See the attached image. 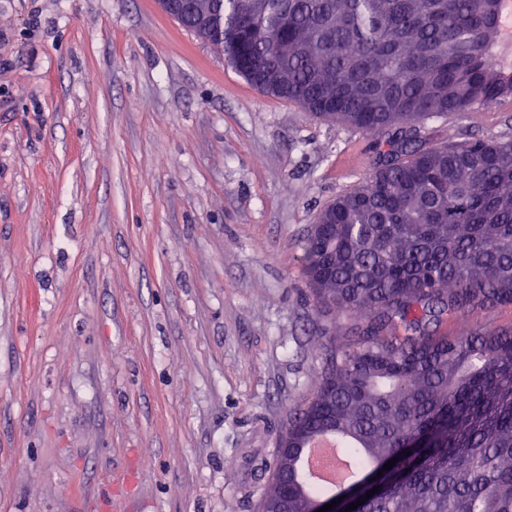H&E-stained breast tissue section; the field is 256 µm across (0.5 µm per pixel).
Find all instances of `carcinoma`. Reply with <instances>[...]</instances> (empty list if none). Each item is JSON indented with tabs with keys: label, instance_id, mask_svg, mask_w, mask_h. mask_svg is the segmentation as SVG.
I'll return each mask as SVG.
<instances>
[{
	"label": "carcinoma",
	"instance_id": "1",
	"mask_svg": "<svg viewBox=\"0 0 512 512\" xmlns=\"http://www.w3.org/2000/svg\"><path fill=\"white\" fill-rule=\"evenodd\" d=\"M209 39L253 86L377 136L363 185L319 214L302 266L315 307L347 323L321 382L288 413L257 512H512V328L431 326L512 304V140L433 141L424 121L512 98L488 63L482 0H213ZM334 436L364 473L331 493L297 444ZM398 461L389 470L383 465Z\"/></svg>",
	"mask_w": 512,
	"mask_h": 512
}]
</instances>
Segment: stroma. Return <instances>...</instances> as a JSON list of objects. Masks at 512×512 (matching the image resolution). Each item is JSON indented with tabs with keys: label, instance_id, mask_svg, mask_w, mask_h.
<instances>
[{
	"label": "stroma",
	"instance_id": "obj_1",
	"mask_svg": "<svg viewBox=\"0 0 512 512\" xmlns=\"http://www.w3.org/2000/svg\"><path fill=\"white\" fill-rule=\"evenodd\" d=\"M374 145L157 0H0V512H254L325 366L302 245Z\"/></svg>",
	"mask_w": 512,
	"mask_h": 512
}]
</instances>
